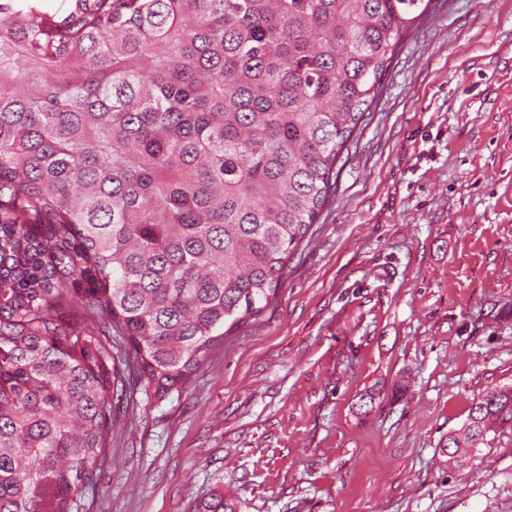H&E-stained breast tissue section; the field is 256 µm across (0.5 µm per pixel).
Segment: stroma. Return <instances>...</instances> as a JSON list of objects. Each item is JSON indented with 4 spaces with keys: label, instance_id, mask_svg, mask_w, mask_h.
Masks as SVG:
<instances>
[{
    "label": "stroma",
    "instance_id": "obj_1",
    "mask_svg": "<svg viewBox=\"0 0 512 512\" xmlns=\"http://www.w3.org/2000/svg\"><path fill=\"white\" fill-rule=\"evenodd\" d=\"M338 168L268 308L185 388L146 390L112 337L88 512H512V428L444 452L512 384V0H431Z\"/></svg>",
    "mask_w": 512,
    "mask_h": 512
}]
</instances>
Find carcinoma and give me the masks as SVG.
Returning <instances> with one entry per match:
<instances>
[{
  "mask_svg": "<svg viewBox=\"0 0 512 512\" xmlns=\"http://www.w3.org/2000/svg\"><path fill=\"white\" fill-rule=\"evenodd\" d=\"M431 0H0V512H86L125 377L162 397L275 295ZM512 427L474 400L453 454Z\"/></svg>",
  "mask_w": 512,
  "mask_h": 512,
  "instance_id": "cac0c4a2",
  "label": "carcinoma"
}]
</instances>
